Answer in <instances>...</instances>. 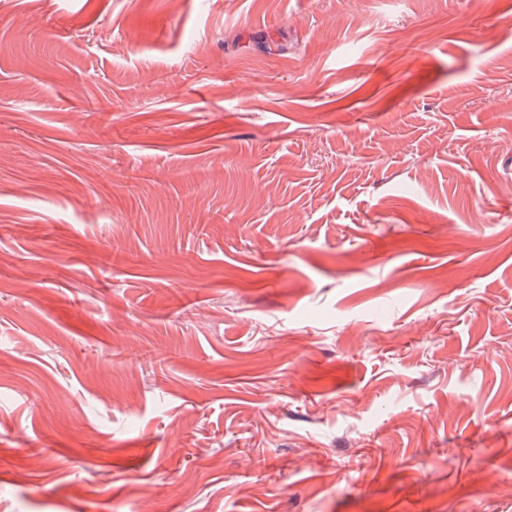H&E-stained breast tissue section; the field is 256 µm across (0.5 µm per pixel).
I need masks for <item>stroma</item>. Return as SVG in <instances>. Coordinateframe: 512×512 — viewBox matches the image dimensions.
Segmentation results:
<instances>
[{"instance_id": "stroma-1", "label": "stroma", "mask_w": 512, "mask_h": 512, "mask_svg": "<svg viewBox=\"0 0 512 512\" xmlns=\"http://www.w3.org/2000/svg\"><path fill=\"white\" fill-rule=\"evenodd\" d=\"M512 512V0H0V512Z\"/></svg>"}]
</instances>
